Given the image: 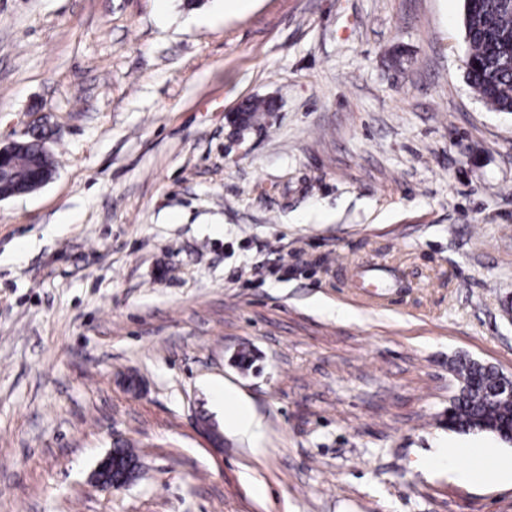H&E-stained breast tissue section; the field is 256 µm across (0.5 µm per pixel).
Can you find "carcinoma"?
I'll list each match as a JSON object with an SVG mask.
<instances>
[{
	"label": "carcinoma",
	"mask_w": 512,
	"mask_h": 512,
	"mask_svg": "<svg viewBox=\"0 0 512 512\" xmlns=\"http://www.w3.org/2000/svg\"><path fill=\"white\" fill-rule=\"evenodd\" d=\"M468 44L467 79L473 90L492 108L512 112V65L502 66L498 57L512 55V13L494 7L493 0L464 3ZM273 110L268 100L249 99L239 108V120L248 129L262 126L265 113ZM38 189L33 167L21 161L10 175L0 178V195ZM459 388L448 406V429L459 432H487L508 438L512 429V395L500 393L499 371L478 360L459 356L450 362Z\"/></svg>",
	"instance_id": "1"
}]
</instances>
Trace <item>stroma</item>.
Masks as SVG:
<instances>
[{"instance_id":"1","label":"stroma","mask_w":512,"mask_h":512,"mask_svg":"<svg viewBox=\"0 0 512 512\" xmlns=\"http://www.w3.org/2000/svg\"><path fill=\"white\" fill-rule=\"evenodd\" d=\"M466 54L463 0H0V145L57 163L0 200V512H512L428 462L512 456L448 428L451 359L512 374V112ZM273 110V103L268 100L249 99L239 108V120L247 129L261 127L265 112ZM224 410L239 433L250 436L257 434L259 423L251 408L231 392H224ZM111 457L108 455L98 465L95 470L94 483L106 489L119 490L129 486L134 480L135 472L132 471L133 464H131L121 476L113 478V471L110 472Z\"/></svg>"}]
</instances>
